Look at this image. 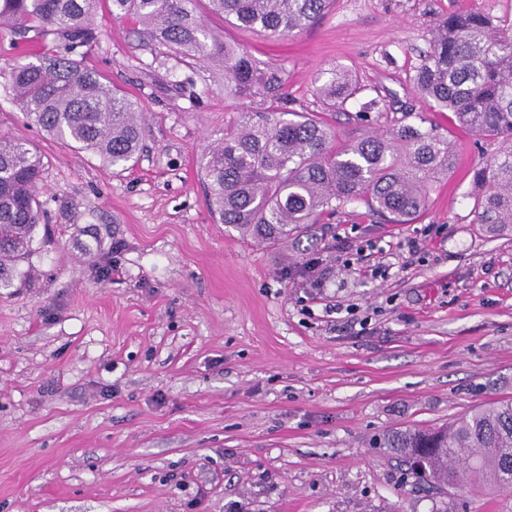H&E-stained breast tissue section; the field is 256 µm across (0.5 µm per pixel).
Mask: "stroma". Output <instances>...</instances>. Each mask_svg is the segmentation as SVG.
Masks as SVG:
<instances>
[{
    "mask_svg": "<svg viewBox=\"0 0 512 512\" xmlns=\"http://www.w3.org/2000/svg\"><path fill=\"white\" fill-rule=\"evenodd\" d=\"M468 11L511 18L512 0H334L276 43L211 21L284 68L296 111L348 72L341 135L374 97L379 128L416 108L447 130L458 165L409 224L354 204L267 244L215 223L200 155L255 102L104 8L84 63L141 107L135 163L71 151L0 89V136L46 158L35 277L0 290V512H512V491L433 489L379 445L512 398V227L471 214L498 144L412 83L437 20Z\"/></svg>",
    "mask_w": 512,
    "mask_h": 512,
    "instance_id": "stroma-1",
    "label": "stroma"
}]
</instances>
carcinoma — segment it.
Listing matches in <instances>:
<instances>
[{
	"instance_id": "carcinoma-1",
	"label": "carcinoma",
	"mask_w": 512,
	"mask_h": 512,
	"mask_svg": "<svg viewBox=\"0 0 512 512\" xmlns=\"http://www.w3.org/2000/svg\"><path fill=\"white\" fill-rule=\"evenodd\" d=\"M104 2L113 17L135 19L153 46L174 50L181 62L219 59L224 95L262 105L225 125L200 157L211 213L244 238L284 242L356 202L394 224H409L454 167L448 135L421 117L412 120L411 111L392 128L346 139L319 112L286 110L284 69L258 62L206 23L218 16L279 40L309 28L333 0H0V31H33L58 47L24 58L0 77L26 122L76 152L123 168L143 143L139 105L82 65ZM414 84L459 127L504 143L473 172L472 213L475 224H512V20L479 12L440 20ZM353 93L349 74L336 70L316 88L325 112ZM44 159L28 140L0 137V289L32 275ZM383 446L429 486L511 489L512 399L442 427L393 431Z\"/></svg>"
}]
</instances>
